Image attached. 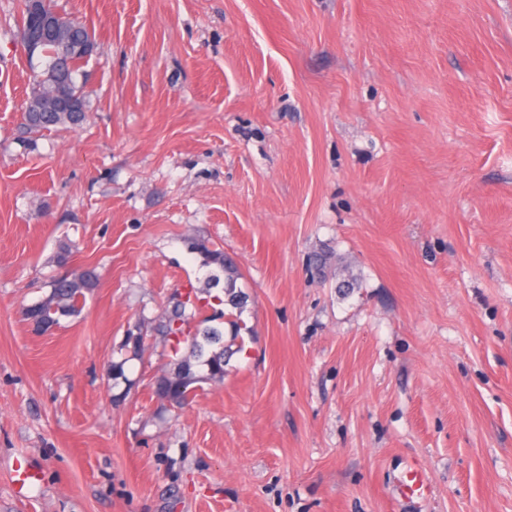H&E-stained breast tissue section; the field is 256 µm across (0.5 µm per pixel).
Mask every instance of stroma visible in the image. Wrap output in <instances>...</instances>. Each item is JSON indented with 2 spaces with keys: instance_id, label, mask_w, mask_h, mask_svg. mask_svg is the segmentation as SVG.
Returning a JSON list of instances; mask_svg holds the SVG:
<instances>
[{
  "instance_id": "1",
  "label": "stroma",
  "mask_w": 512,
  "mask_h": 512,
  "mask_svg": "<svg viewBox=\"0 0 512 512\" xmlns=\"http://www.w3.org/2000/svg\"><path fill=\"white\" fill-rule=\"evenodd\" d=\"M18 3L0 512H512V0H55L95 37L88 110L35 135ZM191 238L236 259L250 333L177 409L154 329L208 273ZM87 266L80 315L34 333L24 307ZM415 462L431 495L406 501Z\"/></svg>"
}]
</instances>
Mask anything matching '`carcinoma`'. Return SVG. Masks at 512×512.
Masks as SVG:
<instances>
[{"label":"carcinoma","mask_w":512,"mask_h":512,"mask_svg":"<svg viewBox=\"0 0 512 512\" xmlns=\"http://www.w3.org/2000/svg\"><path fill=\"white\" fill-rule=\"evenodd\" d=\"M38 57L45 60L39 81L41 94L44 98L51 97L58 71L67 72L72 81L74 92L79 94V104L87 107L83 87L76 82V75L82 68L78 57L61 56L60 39L45 40L40 43ZM85 118L83 112H55L48 108L43 112H27L24 116L25 130L28 133H41L58 128H73ZM190 249L202 256L203 266L216 267L205 278L203 290L211 293V289L224 283V299L219 304L230 307V310H216L214 313L190 326L195 319L199 306L198 296L186 295L185 299L175 302L165 320L159 324L158 334L167 340L170 350L176 356L174 369L167 376L155 380L152 394L158 398H168L175 402L176 407H183L191 394L203 383L221 382L224 380V366L229 360L231 344L240 338L246 325L241 315L247 304V296L237 289L239 278L234 258L222 249L209 246L203 239L189 241ZM98 285L96 269L88 267L74 274H62L48 282L49 293L40 300L27 306L25 319H44L60 321L61 316L73 317L80 315L86 293ZM194 307V312L186 313V308ZM220 324H215V321ZM229 325L231 343H224L222 324Z\"/></svg>","instance_id":"carcinoma-1"}]
</instances>
